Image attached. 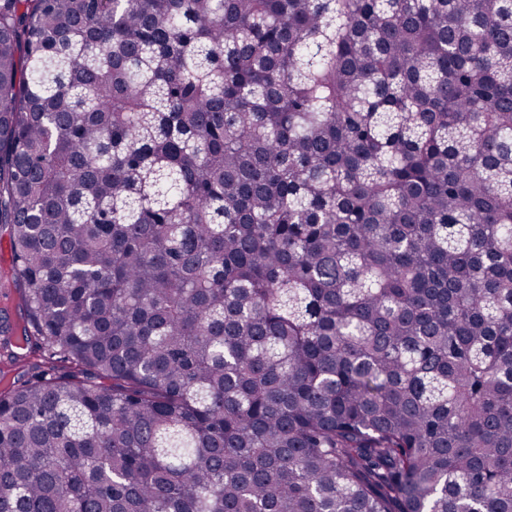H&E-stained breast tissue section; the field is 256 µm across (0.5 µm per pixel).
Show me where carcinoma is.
<instances>
[{
	"mask_svg": "<svg viewBox=\"0 0 512 512\" xmlns=\"http://www.w3.org/2000/svg\"><path fill=\"white\" fill-rule=\"evenodd\" d=\"M3 230L0 512H512V0H0ZM19 295L13 285L0 282V322L8 319L10 322L21 320Z\"/></svg>",
	"mask_w": 512,
	"mask_h": 512,
	"instance_id": "carcinoma-1",
	"label": "carcinoma"
}]
</instances>
